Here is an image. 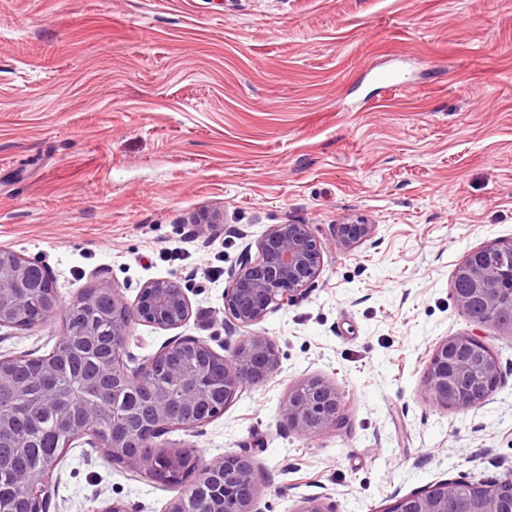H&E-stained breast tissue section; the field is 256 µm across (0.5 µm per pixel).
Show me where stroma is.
<instances>
[{
	"mask_svg": "<svg viewBox=\"0 0 512 512\" xmlns=\"http://www.w3.org/2000/svg\"><path fill=\"white\" fill-rule=\"evenodd\" d=\"M399 69L405 88L376 82ZM204 212L220 224H200ZM374 233L326 249L293 305L241 329L229 270L276 224ZM512 239V0H0V251L41 262L62 306L86 289L177 279L180 327L130 326L134 364L196 339L231 357L270 338L279 370L160 449L247 451L254 512H381L445 480L512 477V335L481 329L500 385L480 408L435 403L428 354L469 331L452 297L464 256ZM62 316L0 330V357L41 356ZM341 396V429L280 424L292 387ZM160 483L79 439L44 512H164ZM372 234L373 225L370 224H340L336 226L334 246L340 250H348L366 241Z\"/></svg>",
	"mask_w": 512,
	"mask_h": 512,
	"instance_id": "obj_1",
	"label": "stroma"
}]
</instances>
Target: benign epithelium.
Listing matches in <instances>:
<instances>
[{
  "instance_id": "obj_1",
  "label": "benign epithelium",
  "mask_w": 512,
  "mask_h": 512,
  "mask_svg": "<svg viewBox=\"0 0 512 512\" xmlns=\"http://www.w3.org/2000/svg\"><path fill=\"white\" fill-rule=\"evenodd\" d=\"M373 234L371 224L336 225L334 246L348 250ZM499 244L512 245L511 239L495 240L472 251L461 263V275L468 287L453 289L456 306L464 310L474 300L492 309L512 312V279L485 257V250ZM325 246L310 224H276L258 242V256H244L229 275L224 288V315L238 327L248 328L266 316L293 304L319 276ZM30 260L20 255L0 257V328L17 327L16 317L23 300L35 297L37 288L25 287V268ZM112 302V351L128 357L131 321L137 320L162 329L178 328L190 316V305L181 285L172 279L150 281L140 289L135 304H129L120 289L103 290ZM473 329L436 343L428 356L424 383L431 398L460 411L476 409L486 403L499 384V365L491 347L478 334L481 321ZM192 351L196 362L172 371V379L182 391L181 404L171 407L163 393L151 395L147 409L151 423L136 435L119 432L123 413L112 410V433L97 431L101 411L129 388L147 382L153 362L131 369L127 364L115 367L105 362L101 370L112 375V388L95 387L97 405L87 403V386L80 382L68 393L49 389L34 398L40 407L52 411L61 429H81L94 444L113 458L129 466L151 471V459L141 452L156 447L157 439L171 427L194 429L210 421L198 410L203 383H220L224 403L248 385L270 378L279 359L273 342L259 335L245 336L235 346L231 358L215 353L199 340L173 341L156 357L174 352ZM282 422L299 436H310L342 424L344 411L336 386L320 378L310 379L291 389L282 408ZM210 489L216 499L224 500V512H254L257 495V467L247 452L226 453L205 464L192 488L170 502L166 512H216L202 500L192 505L197 493ZM455 483L443 481L422 492L402 496L384 512H448V499ZM466 512H501L498 490L488 487L474 490Z\"/></svg>"
}]
</instances>
